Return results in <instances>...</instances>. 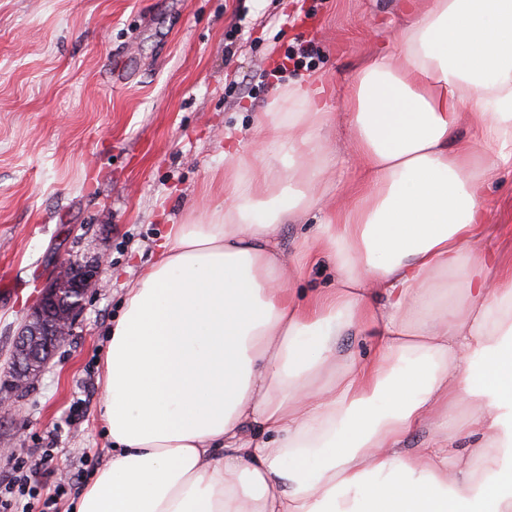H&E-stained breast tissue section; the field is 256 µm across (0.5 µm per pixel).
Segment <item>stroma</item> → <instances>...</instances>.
Segmentation results:
<instances>
[{
  "instance_id": "obj_1",
  "label": "stroma",
  "mask_w": 512,
  "mask_h": 512,
  "mask_svg": "<svg viewBox=\"0 0 512 512\" xmlns=\"http://www.w3.org/2000/svg\"><path fill=\"white\" fill-rule=\"evenodd\" d=\"M398 0H0V383L53 261L106 259L72 335L0 416L8 461L49 453L47 485L110 457L99 421L108 331L169 225L223 202L224 145L258 150L277 86L317 80L341 112L393 46ZM312 45L308 57L291 46ZM326 135L332 194L356 183L346 129ZM478 246L512 264V162L486 193Z\"/></svg>"
}]
</instances>
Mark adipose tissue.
Instances as JSON below:
<instances>
[{"mask_svg":"<svg viewBox=\"0 0 512 512\" xmlns=\"http://www.w3.org/2000/svg\"><path fill=\"white\" fill-rule=\"evenodd\" d=\"M325 95L279 88L260 153L224 150L223 203L170 225L128 289L112 457L75 512H512V267L475 250L512 160V0H426L347 112ZM337 118L359 179L292 264L277 232L326 196ZM325 257L334 288L295 299L290 273ZM364 333L360 361L341 342Z\"/></svg>","mask_w":512,"mask_h":512,"instance_id":"ef3b65f1","label":"adipose tissue"}]
</instances>
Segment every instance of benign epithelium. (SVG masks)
Listing matches in <instances>:
<instances>
[{"mask_svg":"<svg viewBox=\"0 0 512 512\" xmlns=\"http://www.w3.org/2000/svg\"><path fill=\"white\" fill-rule=\"evenodd\" d=\"M103 263L64 261L53 267L16 338L10 376L0 388L1 414L13 410L12 396L30 386L72 335L84 300L98 288Z\"/></svg>","mask_w":512,"mask_h":512,"instance_id":"benign-epithelium-1","label":"benign epithelium"}]
</instances>
